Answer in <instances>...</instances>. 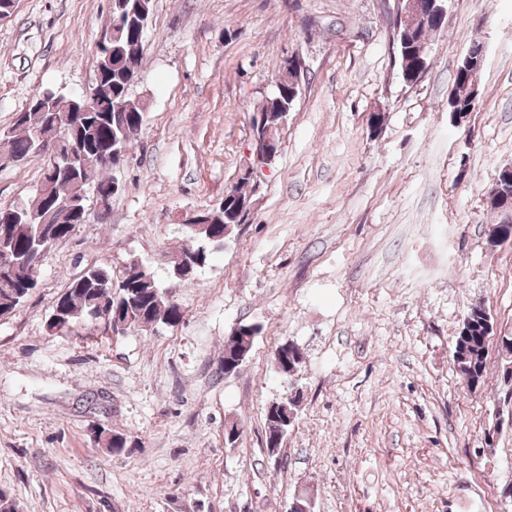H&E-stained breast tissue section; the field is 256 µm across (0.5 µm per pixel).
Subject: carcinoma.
<instances>
[{"mask_svg": "<svg viewBox=\"0 0 512 512\" xmlns=\"http://www.w3.org/2000/svg\"><path fill=\"white\" fill-rule=\"evenodd\" d=\"M110 22L122 32L118 40H103L98 46L97 68L101 86L96 93V108L91 112L72 111L71 99L51 90H37L26 108L17 113L12 127L0 134V160L21 163L35 154L59 145L47 156L40 184L30 196L6 206L0 205V236L7 254L0 262V319L7 318L37 287L30 261L45 254L66 239L79 224L93 219L106 223L112 209V150L130 148L144 123V104L133 98L121 77L122 61L142 66L143 52L138 47L140 28L152 18L154 0H112ZM438 27L429 24L406 30L393 26V39L406 42V54L399 57L401 72L408 82H417L422 73L416 60L424 55L431 36ZM124 103V112H113L116 101ZM288 89L268 96L261 104L267 119L274 123L293 110ZM249 178L242 174L237 185L227 191L233 204L249 201ZM95 198L99 210L86 214L89 198ZM217 217L200 225L195 242L181 249L175 257L196 255L191 275L182 279L190 283L197 271L210 261L214 250L224 246V228L235 223L230 211L215 209ZM64 308L66 319L47 329L56 335H68L81 325L100 323L98 315L108 312L131 328L174 326L183 318L177 302L158 285L152 268L134 260L121 267L93 266L73 278L55 299L52 309ZM493 321L480 305L463 318L455 339L453 361L467 387L475 389L484 382L487 369L488 339ZM275 352L278 369L286 374L297 368L302 355L296 344L288 347V358ZM290 425L284 415L265 411V433L288 434Z\"/></svg>", "mask_w": 512, "mask_h": 512, "instance_id": "1", "label": "carcinoma"}]
</instances>
